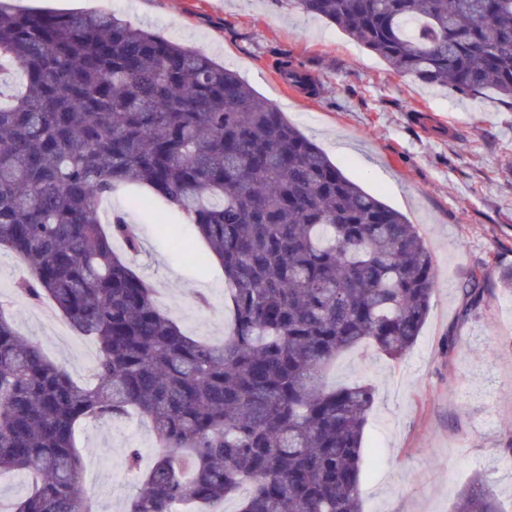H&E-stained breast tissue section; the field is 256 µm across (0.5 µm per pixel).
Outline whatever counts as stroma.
<instances>
[{
    "instance_id": "stroma-1",
    "label": "stroma",
    "mask_w": 512,
    "mask_h": 512,
    "mask_svg": "<svg viewBox=\"0 0 512 512\" xmlns=\"http://www.w3.org/2000/svg\"><path fill=\"white\" fill-rule=\"evenodd\" d=\"M136 26L224 63L317 143L350 178L405 214L430 248L434 292L425 325L396 361L364 348L341 356L330 381L375 391L365 429L363 512H453L461 490L484 475L512 512V107L494 93L467 99L428 89L322 19L288 0H89ZM292 54L316 94L288 97L275 68ZM113 212L136 230L138 273L165 296L161 309L189 335L219 341L226 331L224 276L158 235L151 216L113 195ZM482 270L481 304L464 314L462 287ZM0 254V302L21 335L76 381L94 342L38 318L13 283L26 275ZM206 303H199V296ZM143 468L159 455L149 422L90 423L79 435L84 492L95 512H124L134 479L126 449Z\"/></svg>"
}]
</instances>
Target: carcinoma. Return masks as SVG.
Instances as JSON below:
<instances>
[{
    "label": "carcinoma",
    "mask_w": 512,
    "mask_h": 512,
    "mask_svg": "<svg viewBox=\"0 0 512 512\" xmlns=\"http://www.w3.org/2000/svg\"><path fill=\"white\" fill-rule=\"evenodd\" d=\"M391 69L462 97L512 101V0H290ZM21 71L0 105V253L97 344L74 382L0 310V473L34 475L9 512H89L77 432L147 418L166 452L125 512L205 508L250 485L239 512H362L363 438L375 394L328 385L364 343L391 360L419 336L433 259L415 225L348 177L232 70L110 11L19 12L0 0V72ZM280 75L314 79L292 56ZM145 186L194 225L218 259L231 325L187 335L115 250L141 251L101 205ZM482 271L463 285L480 303ZM455 512H504L482 478Z\"/></svg>",
    "instance_id": "obj_1"
}]
</instances>
